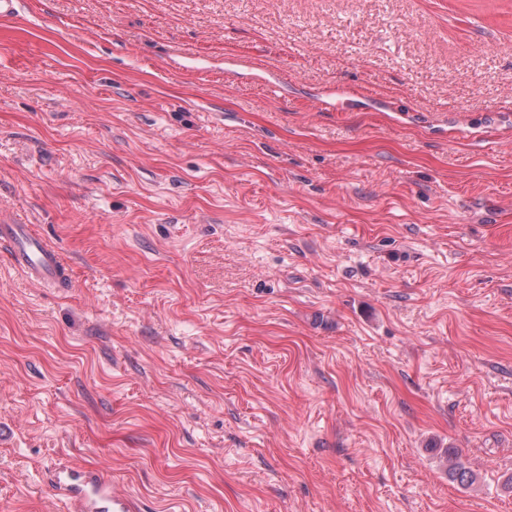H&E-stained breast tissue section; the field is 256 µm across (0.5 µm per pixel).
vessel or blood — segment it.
Returning <instances> with one entry per match:
<instances>
[{
	"label": "vessel or blood",
	"mask_w": 512,
	"mask_h": 512,
	"mask_svg": "<svg viewBox=\"0 0 512 512\" xmlns=\"http://www.w3.org/2000/svg\"><path fill=\"white\" fill-rule=\"evenodd\" d=\"M0 245L28 278L42 286L57 288L67 277L58 252L30 225L17 220L0 222ZM51 489L65 500L69 512H141L137 499L117 492L96 470L60 465L49 478Z\"/></svg>",
	"instance_id": "b4317fda"
}]
</instances>
